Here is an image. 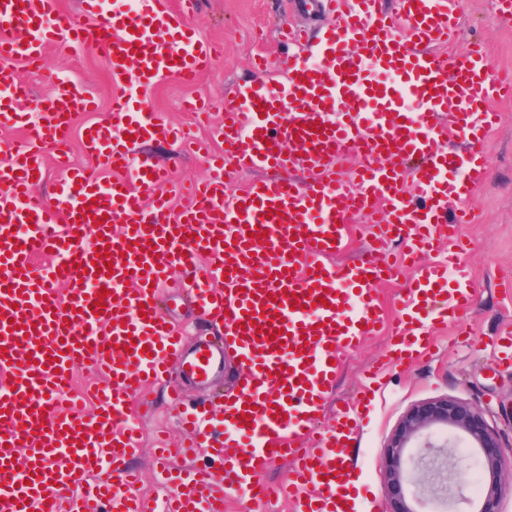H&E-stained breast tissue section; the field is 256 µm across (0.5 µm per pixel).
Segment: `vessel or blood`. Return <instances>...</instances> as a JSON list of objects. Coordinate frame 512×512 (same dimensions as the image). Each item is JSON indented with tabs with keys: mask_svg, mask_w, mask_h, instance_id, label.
Listing matches in <instances>:
<instances>
[{
	"mask_svg": "<svg viewBox=\"0 0 512 512\" xmlns=\"http://www.w3.org/2000/svg\"><path fill=\"white\" fill-rule=\"evenodd\" d=\"M332 17L321 43L284 27L302 48L284 86L238 92L215 131L223 145L212 174L175 185L172 210L155 195L168 169L134 153L140 140L181 139L180 130L134 93L113 96L108 120L82 132L86 154L113 173L104 181L70 167L64 150L76 113L94 101L83 86L51 71L49 48L102 47L112 80L130 85L178 76L194 83L217 46L176 28L164 0L136 11H106L83 0V20L59 0H0V126H29L25 144L0 142V512H224L238 488L270 495L262 475L288 457L282 487L295 512H352L354 482L345 452L354 438L361 390L336 414L331 433L318 415L341 360L384 322L373 285L400 267L375 249L358 264L334 257L360 215L377 238H402L413 264L393 327L389 359L424 354L433 322L466 333L474 302L459 236L466 214L448 219L449 198L471 196L485 170L478 145L512 96V72L495 70L480 47L450 57L437 45L456 33L459 0H317ZM21 61L45 72L53 89L33 98L16 74ZM390 74L392 83L369 74ZM464 151L447 150L450 135ZM67 175L52 195L37 188L47 146ZM305 164L302 184L283 176ZM264 172L236 192L229 173ZM412 180L413 199L401 187ZM445 246L442 260L421 255ZM50 255L43 267L34 257ZM201 313L223 325L224 341L186 347L160 307L172 275ZM243 366L224 398L218 429L201 407L180 416L188 451L211 465L161 470L164 503L138 494L127 462L139 449L129 400L164 380L170 366L204 384L224 372V350ZM103 380L95 414L68 400L75 364Z\"/></svg>",
	"mask_w": 512,
	"mask_h": 512,
	"instance_id": "1",
	"label": "vessel or blood"
}]
</instances>
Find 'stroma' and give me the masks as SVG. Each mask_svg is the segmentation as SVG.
Listing matches in <instances>:
<instances>
[{
  "label": "stroma",
  "instance_id": "35a3bbf8",
  "mask_svg": "<svg viewBox=\"0 0 512 512\" xmlns=\"http://www.w3.org/2000/svg\"><path fill=\"white\" fill-rule=\"evenodd\" d=\"M306 2L195 0L194 10L184 16L185 23L197 36L220 43L223 56L195 84H184L169 75L144 89L150 107L169 122L189 125L193 118L182 111V102L201 96L213 103V122H223L224 105L236 87L253 84L257 79L251 68L253 55H266L273 77L285 79V65L292 50L277 43L273 31L279 24L287 22L304 27L311 35L319 34L326 19L322 13L309 11ZM460 7L458 36L443 46V53L463 54L472 41L479 40L495 68L512 71V10H506L502 0H460ZM50 60L56 70L80 81L98 104L97 111L75 116L67 144L75 164L93 168V161L82 147V131L87 124L106 119L112 97L121 88L112 83L108 59L99 48L54 51ZM493 107L500 112L501 121L483 143L487 174L469 199L448 202L449 209L466 206L473 212L472 223L462 225L461 233L470 242L463 259L473 276V339L481 349L476 352L466 344L454 343L451 329L441 325L431 335L430 352L417 360L385 365L390 342L384 330L366 337L343 358L320 414V424L327 429L334 423L337 406L352 395L369 366L385 367L372 382L374 398L352 443L351 458L357 476L355 512H388L384 446L404 412L414 404L448 397L476 407L496 430L500 446L512 450V367L496 362L491 344L500 324L512 322V99L494 101ZM141 149L169 165L175 180L188 181L207 173L204 157L173 140H150ZM163 291L165 315L185 328L191 341L213 336V329L199 317L175 282H168ZM172 392L179 393L183 406L191 408L203 401L210 389L174 381L165 387L151 386L142 394L147 407L135 410L134 422L143 452L133 464L141 472L139 492L150 499L166 494L154 472L152 450L160 442L177 441L168 399Z\"/></svg>",
  "mask_w": 512,
  "mask_h": 512
}]
</instances>
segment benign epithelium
Returning <instances> with one entry per match:
<instances>
[{"instance_id": "obj_1", "label": "benign epithelium", "mask_w": 512, "mask_h": 512, "mask_svg": "<svg viewBox=\"0 0 512 512\" xmlns=\"http://www.w3.org/2000/svg\"><path fill=\"white\" fill-rule=\"evenodd\" d=\"M461 440L484 470L469 512H500L504 485L512 483V457L500 448L479 409L446 397L408 408L386 443L390 512H423L425 502L444 503L460 493L462 484L448 469V454Z\"/></svg>"}]
</instances>
